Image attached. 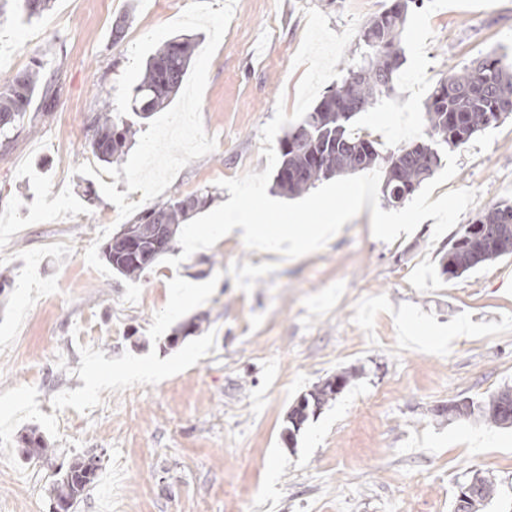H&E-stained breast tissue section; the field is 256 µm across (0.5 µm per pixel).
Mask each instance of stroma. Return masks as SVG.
<instances>
[{
	"label": "stroma",
	"instance_id": "1",
	"mask_svg": "<svg viewBox=\"0 0 512 512\" xmlns=\"http://www.w3.org/2000/svg\"><path fill=\"white\" fill-rule=\"evenodd\" d=\"M189 2L51 0L31 18L10 0L0 14V48L23 53L0 77L39 58L60 87L54 111L28 112L33 132L0 151V512H52L50 466L21 451L32 427L57 463L101 458L71 512H451L476 472L497 486L480 512H512V426L434 414L512 387V255L451 278L440 261L454 232L433 238L429 218L383 242L366 207L295 259L225 239L137 280L103 259L122 223L101 184L142 194L77 173L103 167L90 118L114 99L131 44ZM389 3L239 0L202 99L216 147L157 203L209 192L215 208L228 196L219 180L265 170L260 131L277 99L293 109L305 72L293 63L305 8L339 34ZM402 48L394 94L353 120L384 151L424 136L425 100L450 69L494 48L512 57V0H424ZM456 155L433 194L475 191L460 224L512 201V118ZM187 282L199 298L177 301ZM196 317L200 331L174 341ZM341 371L347 386L288 442L291 407Z\"/></svg>",
	"mask_w": 512,
	"mask_h": 512
}]
</instances>
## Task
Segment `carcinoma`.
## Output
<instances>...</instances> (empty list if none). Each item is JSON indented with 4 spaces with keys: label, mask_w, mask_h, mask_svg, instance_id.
Returning a JSON list of instances; mask_svg holds the SVG:
<instances>
[{
    "label": "carcinoma",
    "mask_w": 512,
    "mask_h": 512,
    "mask_svg": "<svg viewBox=\"0 0 512 512\" xmlns=\"http://www.w3.org/2000/svg\"><path fill=\"white\" fill-rule=\"evenodd\" d=\"M415 5L417 0H393L387 9L371 17L359 32V43L366 51L351 58L341 83L332 86L312 111L288 128L280 142V163L274 175L275 186L281 192L298 195L320 181L383 164L382 198L385 205L397 207L441 166V147L462 148L477 134L512 115V67L503 64V56L494 51L461 71L449 72L431 90L425 102L426 139L384 155L372 133L352 128L358 113L393 93V77L402 65V36L408 13ZM196 49L194 38L179 35L149 56L133 89L132 118L114 114L111 102L102 101L91 120L94 136L89 148L93 156L107 164L120 160L138 121L168 106ZM56 98L54 75L37 58L32 66L0 80V146H8L24 130L25 116L35 100H40V109L48 112ZM207 203L206 196L196 197L192 204L183 197L143 209L106 243L104 259L116 274L130 280L140 278L172 249L176 231L189 212ZM147 224L166 225L168 241L154 250L149 263L143 264L132 257L128 234ZM504 241L512 242V203L508 201L490 206L462 228L442 260V274L458 277L486 262L512 255V248L497 247ZM335 381L345 385L349 376L338 373L327 378L292 406L287 416L288 438H294L309 418L336 399L339 391L333 387ZM447 415L512 426V388L505 387L477 403L469 398L454 400ZM21 441L30 460L47 463L55 456V449L35 429L22 435ZM89 461L90 456L84 454L56 470L50 487L52 501L78 502L94 484L100 469L98 465L90 467ZM478 480L471 512H478L496 493L490 478L480 476Z\"/></svg>",
    "instance_id": "cac0c4a2"
}]
</instances>
